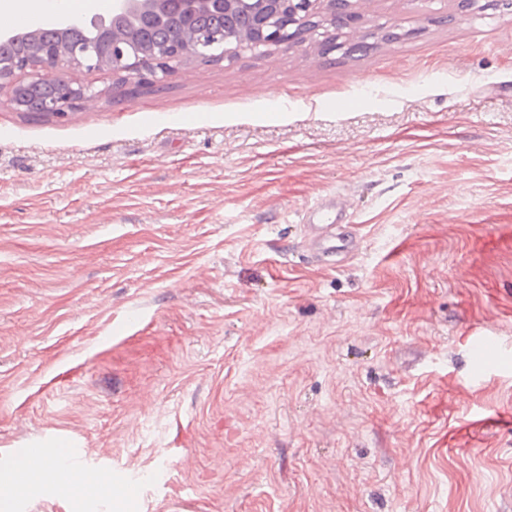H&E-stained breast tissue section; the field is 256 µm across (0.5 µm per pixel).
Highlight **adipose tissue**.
<instances>
[{
    "label": "adipose tissue",
    "instance_id": "ef3b65f1",
    "mask_svg": "<svg viewBox=\"0 0 512 512\" xmlns=\"http://www.w3.org/2000/svg\"><path fill=\"white\" fill-rule=\"evenodd\" d=\"M97 0H0V15L44 21L62 13H80L95 8ZM51 488L52 491L79 487L82 476L76 475L65 451H58L43 468H32L27 449L17 451L4 485L0 486V512H9L10 505L24 487L26 480Z\"/></svg>",
    "mask_w": 512,
    "mask_h": 512
}]
</instances>
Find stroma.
<instances>
[{
    "instance_id": "stroma-1",
    "label": "stroma",
    "mask_w": 512,
    "mask_h": 512,
    "mask_svg": "<svg viewBox=\"0 0 512 512\" xmlns=\"http://www.w3.org/2000/svg\"><path fill=\"white\" fill-rule=\"evenodd\" d=\"M352 7L404 38L85 71L60 117L0 89V465L87 477L12 512H512V10ZM335 194L333 264L299 219Z\"/></svg>"
}]
</instances>
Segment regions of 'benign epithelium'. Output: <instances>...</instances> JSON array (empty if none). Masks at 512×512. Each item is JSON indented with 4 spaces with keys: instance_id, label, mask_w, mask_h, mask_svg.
Segmentation results:
<instances>
[{
    "instance_id": "1",
    "label": "benign epithelium",
    "mask_w": 512,
    "mask_h": 512,
    "mask_svg": "<svg viewBox=\"0 0 512 512\" xmlns=\"http://www.w3.org/2000/svg\"><path fill=\"white\" fill-rule=\"evenodd\" d=\"M255 4L253 32L233 40L214 37L170 24L174 10L186 13L215 11L230 14L243 5ZM50 25L65 32L75 28L94 30L109 44L102 56L94 43L82 47L61 44L40 47L25 61L0 60V88L53 80L59 94L41 115L62 116L87 98L89 89L78 78L83 70H108L125 75L128 91L160 86L177 65L203 50L221 62L241 54L264 56L273 50H294L309 45L321 56L347 52L374 37L362 26V16L350 0H113L112 15L104 17L59 15ZM27 74L24 79L21 74Z\"/></svg>"
}]
</instances>
